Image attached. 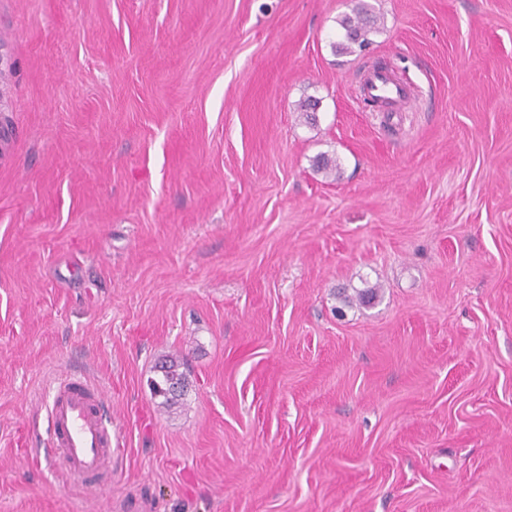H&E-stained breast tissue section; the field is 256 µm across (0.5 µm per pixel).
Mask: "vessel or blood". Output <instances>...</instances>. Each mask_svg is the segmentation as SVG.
<instances>
[{"mask_svg": "<svg viewBox=\"0 0 512 512\" xmlns=\"http://www.w3.org/2000/svg\"><path fill=\"white\" fill-rule=\"evenodd\" d=\"M364 94L403 107L410 97L407 85L384 70L369 71ZM49 439L47 454L69 475L104 486L112 478V460L122 447L113 433L108 401L102 390L81 372L55 379L46 405Z\"/></svg>", "mask_w": 512, "mask_h": 512, "instance_id": "obj_1", "label": "vessel or blood"}]
</instances>
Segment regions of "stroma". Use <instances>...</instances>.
<instances>
[{
    "label": "stroma",
    "mask_w": 512,
    "mask_h": 512,
    "mask_svg": "<svg viewBox=\"0 0 512 512\" xmlns=\"http://www.w3.org/2000/svg\"><path fill=\"white\" fill-rule=\"evenodd\" d=\"M359 1L0 0V512H512V0ZM71 369L104 489L27 459ZM345 30V42L339 43L336 48L343 53H353L355 48L361 50L370 44L368 35L376 29V24L369 17L366 8L358 5L354 10V16L346 15L339 21ZM362 92L367 97L394 103L396 105L394 112H402V107L410 98L408 86L384 70L369 71ZM185 363L178 357L167 356L160 362L157 372L161 377L159 380L154 379L151 383L154 398H162L159 406L162 408H170L175 405L184 395L185 388L188 383V374ZM171 386H178V394H168L167 390Z\"/></svg>",
    "instance_id": "obj_1"
}]
</instances>
